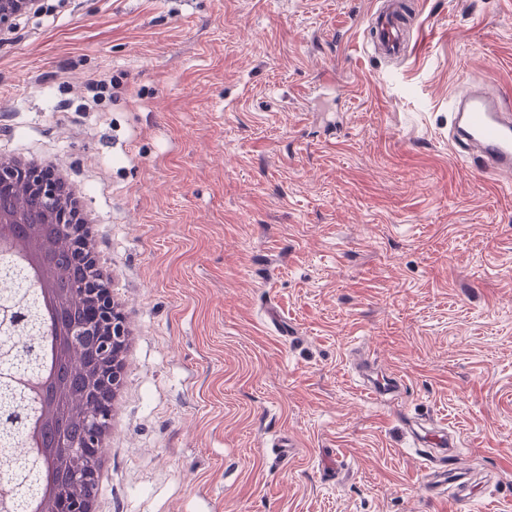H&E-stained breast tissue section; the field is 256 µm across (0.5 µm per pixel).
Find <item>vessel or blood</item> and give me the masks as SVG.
Returning <instances> with one entry per match:
<instances>
[{
	"label": "vessel or blood",
	"instance_id": "obj_1",
	"mask_svg": "<svg viewBox=\"0 0 512 512\" xmlns=\"http://www.w3.org/2000/svg\"><path fill=\"white\" fill-rule=\"evenodd\" d=\"M415 0H380L371 20L368 38L373 51L388 59L404 57L411 43L409 20ZM450 137L454 150L478 173L491 179L512 175V99L489 81L473 79L451 102ZM468 470L457 463L433 464L425 481L437 488L449 483L456 505L468 500Z\"/></svg>",
	"mask_w": 512,
	"mask_h": 512
}]
</instances>
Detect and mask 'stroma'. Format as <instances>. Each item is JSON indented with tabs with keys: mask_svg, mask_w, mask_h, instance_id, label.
I'll use <instances>...</instances> for the list:
<instances>
[{
	"mask_svg": "<svg viewBox=\"0 0 512 512\" xmlns=\"http://www.w3.org/2000/svg\"><path fill=\"white\" fill-rule=\"evenodd\" d=\"M376 2L47 0L0 45V148L75 165L142 328L106 512H455L412 420L512 512V185L448 144L512 0H419L397 63Z\"/></svg>",
	"mask_w": 512,
	"mask_h": 512,
	"instance_id": "obj_1",
	"label": "stroma"
}]
</instances>
